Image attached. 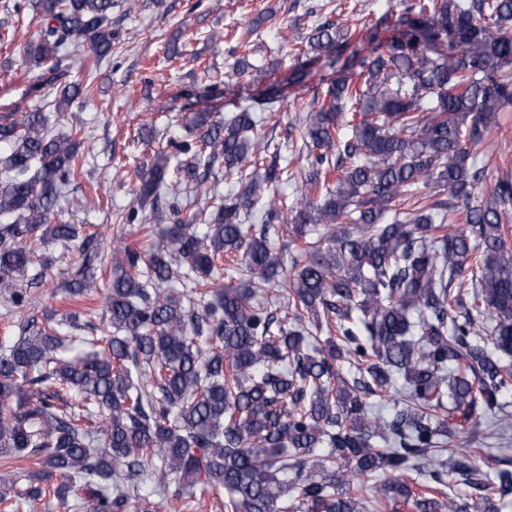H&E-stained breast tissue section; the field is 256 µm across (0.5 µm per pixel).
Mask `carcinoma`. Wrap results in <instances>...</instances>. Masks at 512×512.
Listing matches in <instances>:
<instances>
[{
	"mask_svg": "<svg viewBox=\"0 0 512 512\" xmlns=\"http://www.w3.org/2000/svg\"><path fill=\"white\" fill-rule=\"evenodd\" d=\"M33 8L46 21L27 50L38 65L58 64L73 43L97 64L119 42L112 0ZM391 21L403 36L377 39ZM368 29L369 54L327 78L300 125V199L278 195L288 170L266 160L257 130V110L274 112L276 100L227 118L203 105L175 145L179 183L207 196L221 170L239 189L196 209L167 183V155L154 154L137 173L138 204L170 198L167 244L142 245L163 214L125 215L141 241L113 245L107 323L64 316L88 349L61 356L72 337L53 314L0 345V463L34 467L26 496L56 476L54 495L81 512H158L140 494L152 479L154 493L186 506L222 494L227 512H365L376 496L357 475L387 476L377 496L413 512H498L512 496V470L491 482L493 457L458 447L512 437V177L484 190L488 163L478 164L495 113L512 104V0H400ZM347 42L327 20L298 55L333 68ZM81 95L92 86H66L58 107ZM0 143L11 146L0 184L10 308L32 304L15 281L36 257L55 263L41 251L51 243L83 258L66 293L91 294L93 235L52 222L83 168L77 131L56 137L40 112L7 114ZM274 237L302 241L303 258L286 267ZM184 281L189 308L169 288ZM266 289L287 301L257 302ZM453 475L480 502L445 492Z\"/></svg>",
	"mask_w": 512,
	"mask_h": 512,
	"instance_id": "carcinoma-1",
	"label": "carcinoma"
}]
</instances>
